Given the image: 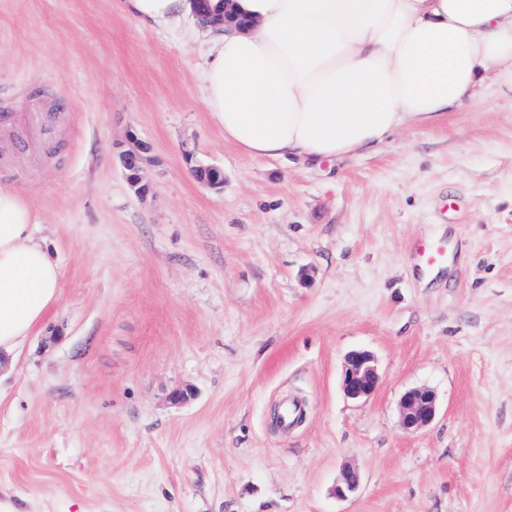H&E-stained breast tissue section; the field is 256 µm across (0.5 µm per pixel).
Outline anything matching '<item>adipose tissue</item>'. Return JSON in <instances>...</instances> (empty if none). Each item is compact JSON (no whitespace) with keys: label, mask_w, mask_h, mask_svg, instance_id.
Listing matches in <instances>:
<instances>
[{"label":"adipose tissue","mask_w":512,"mask_h":512,"mask_svg":"<svg viewBox=\"0 0 512 512\" xmlns=\"http://www.w3.org/2000/svg\"><path fill=\"white\" fill-rule=\"evenodd\" d=\"M201 76L211 124L251 158L336 161L461 109L512 66V0H210ZM143 23L193 17L191 0H123ZM238 20L222 22L225 10ZM40 218L0 187V381L59 300Z\"/></svg>","instance_id":"obj_1"}]
</instances>
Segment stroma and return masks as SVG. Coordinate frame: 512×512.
Masks as SVG:
<instances>
[{
    "instance_id": "obj_1",
    "label": "stroma",
    "mask_w": 512,
    "mask_h": 512,
    "mask_svg": "<svg viewBox=\"0 0 512 512\" xmlns=\"http://www.w3.org/2000/svg\"><path fill=\"white\" fill-rule=\"evenodd\" d=\"M206 52L192 20L140 23L121 0H0V187L38 213L63 271L0 383V498L512 512V69L376 152L292 164L210 124ZM132 134L152 147L144 199L119 159ZM207 165L223 188L196 178ZM421 240L448 245L428 281ZM353 350L379 374L364 402L341 388ZM418 387L437 414L408 434L399 402ZM287 398L305 417L274 429ZM347 465L361 483L341 498Z\"/></svg>"
}]
</instances>
